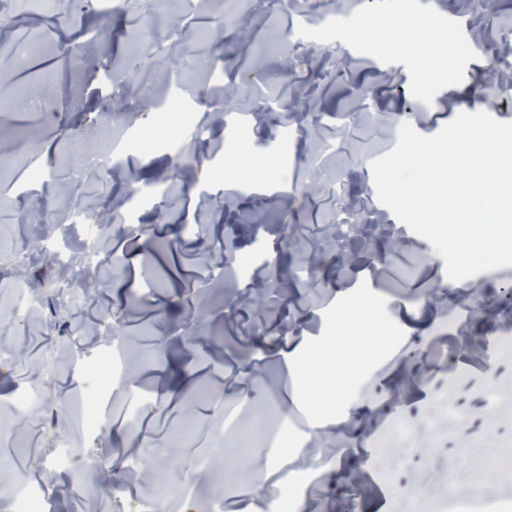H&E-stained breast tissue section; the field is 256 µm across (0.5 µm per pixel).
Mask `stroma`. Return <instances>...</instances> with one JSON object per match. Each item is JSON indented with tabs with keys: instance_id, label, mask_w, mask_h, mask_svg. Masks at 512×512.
Wrapping results in <instances>:
<instances>
[{
	"instance_id": "1",
	"label": "stroma",
	"mask_w": 512,
	"mask_h": 512,
	"mask_svg": "<svg viewBox=\"0 0 512 512\" xmlns=\"http://www.w3.org/2000/svg\"><path fill=\"white\" fill-rule=\"evenodd\" d=\"M112 21L94 0L75 13L72 0H5L0 50L22 56L0 99L36 84L50 108L0 112V458L9 462V491L44 489L46 512H123L121 499L191 487L193 512H275L293 479L315 469L318 483L305 512H399L381 472L425 491L414 512H434L444 495L480 498L512 512V266L455 287L444 260L376 196L371 163L391 151L398 128L424 135L469 111L475 94L489 99L511 86L478 84L480 59L512 56V0L483 13L487 35L476 54L456 56L448 76L422 82L409 54L369 38L397 21L424 24L440 38L456 36L473 13L462 0H172L177 32L145 29L143 0H124ZM219 32L224 75L208 84L199 68V34ZM157 43L155 57L136 48ZM86 43L81 58L62 49ZM136 81L118 88L110 68ZM208 84L211 123L193 91ZM115 98L117 108L103 111ZM180 127L178 148L159 135L160 122ZM125 125L123 167L135 183L109 179L99 191L79 169L73 139L108 123ZM269 175L242 184L230 171L244 149ZM46 174L25 180L27 165ZM368 213L399 250L381 253L371 233L331 235L341 208ZM103 225L85 237L86 210ZM191 225L173 240L170 228ZM95 248L113 255L82 270L87 301L74 313L60 307L27 312L30 295L15 290L18 273L50 283L67 255ZM348 253L350 263H339ZM251 258L267 276L295 274L310 264L318 292L292 282L266 313L246 300L254 276L236 264ZM380 312L370 333L349 328L347 348L374 351L347 386L333 387L326 411L284 408V390L302 362L335 335L336 320L359 300ZM96 327L74 342L75 324ZM124 348L126 364L87 375L84 365ZM57 360L56 383L44 393L35 365L45 351ZM188 370L187 383H154L169 366ZM216 392L217 400L199 392ZM91 400L98 429L78 418L54 422L45 398ZM253 420H283L280 447L261 438L223 434L225 404ZM341 417L340 456L295 448L322 415ZM410 423L403 432L401 423ZM178 459L167 457L169 449ZM67 454L59 471L41 467L46 450ZM270 455L263 476L254 458ZM148 467L150 483L125 482L118 472ZM353 468L355 479L339 476Z\"/></svg>"
}]
</instances>
